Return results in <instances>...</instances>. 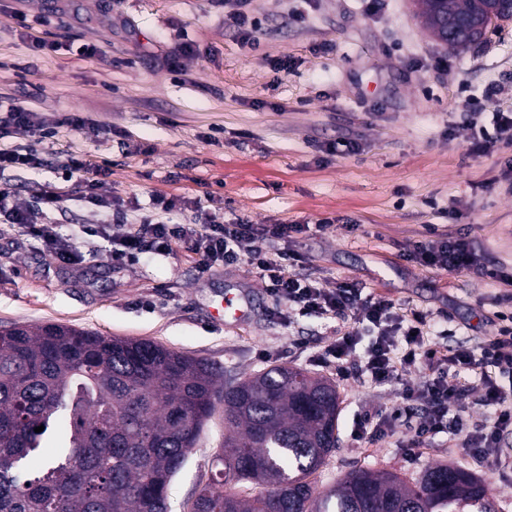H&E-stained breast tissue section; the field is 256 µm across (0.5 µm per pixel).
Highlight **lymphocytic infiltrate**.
<instances>
[{
    "instance_id": "obj_1",
    "label": "lymphocytic infiltrate",
    "mask_w": 512,
    "mask_h": 512,
    "mask_svg": "<svg viewBox=\"0 0 512 512\" xmlns=\"http://www.w3.org/2000/svg\"><path fill=\"white\" fill-rule=\"evenodd\" d=\"M23 131L37 141L48 138L37 112L13 107L0 115V127ZM512 142V113H493L489 124L473 128L469 150L482 156L491 153L499 142ZM35 145L26 148L0 147V173L7 170L35 169L42 159ZM66 192L49 185L37 201L22 197L8 183L0 184V222L20 229L23 235L38 240L50 264H75L84 254L74 239L61 232L58 224L46 221L47 212L63 208ZM177 198L157 197L155 214L139 222L98 227L97 235L112 245V259L122 262L144 253L172 254L184 248L200 257L201 271L213 264L246 265L255 270L267 292L276 301L286 303L295 315H317L343 321L335 338L324 346L320 359L336 367L341 379L364 376L376 385H401V397L408 411L419 414L410 440L418 447L424 439L448 430L450 404L472 398L474 404L489 408L491 414L474 434L467 436L463 451L480 461L492 462L512 470V456L501 447L504 433L512 431V396L498 384V377L512 380V323L500 326L497 336L481 351L448 344L430 345L426 337L435 326L426 315L398 312L384 297L363 294L350 282L335 288L317 287L314 280L294 273L300 260L292 249L294 235L303 233L301 224H223L214 220L202 224H171L164 214L173 211ZM269 241L279 242L277 251L266 250ZM409 257L419 266L448 273L469 272L475 277H497L461 236L438 235L436 239L416 242ZM370 341H363V333ZM427 366L422 380H405L403 374L416 365ZM493 374H486V367ZM478 372L479 378H462L461 370Z\"/></svg>"
}]
</instances>
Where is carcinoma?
Wrapping results in <instances>:
<instances>
[{
	"instance_id": "1",
	"label": "carcinoma",
	"mask_w": 512,
	"mask_h": 512,
	"mask_svg": "<svg viewBox=\"0 0 512 512\" xmlns=\"http://www.w3.org/2000/svg\"><path fill=\"white\" fill-rule=\"evenodd\" d=\"M415 2L436 40L481 42L468 31L488 0ZM220 406L224 469L190 512H494L482 482L446 464L412 485L358 468L314 495L309 476L337 445L339 398L326 378L275 365L226 384L214 363L57 323L0 329V512H171L168 485Z\"/></svg>"
}]
</instances>
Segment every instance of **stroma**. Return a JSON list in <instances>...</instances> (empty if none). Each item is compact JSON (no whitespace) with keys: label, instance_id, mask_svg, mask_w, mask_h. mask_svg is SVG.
Wrapping results in <instances>:
<instances>
[{"label":"stroma","instance_id":"stroma-1","mask_svg":"<svg viewBox=\"0 0 512 512\" xmlns=\"http://www.w3.org/2000/svg\"><path fill=\"white\" fill-rule=\"evenodd\" d=\"M257 21L246 44L221 0H0V110L22 106L47 125L81 112L95 132L64 127L42 144V167L1 178L36 196L58 183L69 157L111 161L101 194L136 200L150 214L163 194L196 200L167 214L173 224L214 215L223 223L303 224L293 248L300 273L319 287L358 284L367 294L447 324L456 343L479 349L512 311V287L464 272L422 268L407 258L428 226L465 237L488 265L512 274V146L467 153V93L492 82L502 92L485 111H512V24L460 50L436 41L413 0H250ZM57 42L31 50L32 40ZM94 45L93 55L77 53ZM195 51L182 53L184 44ZM177 55L167 65L168 55ZM444 55L438 70L427 57ZM283 59L287 71L274 72ZM357 140L358 153L328 154L327 142ZM60 212L84 260L48 266L40 245L0 223V328L60 323L104 336L149 340L246 377L277 364L336 382L339 446L314 474L325 490L357 467L418 479L435 464L461 467L485 485L496 512H512V471L477 462L462 435L440 434L408 450L411 434L354 437L367 413L401 405L398 385L337 378L316 355L337 322L274 314L246 265L200 272L195 255L147 253L113 264L110 244L83 235L112 216L84 202L77 181ZM333 224L325 230L323 219ZM245 298L237 318L218 316L227 297ZM221 415L204 426L172 479L173 512H185L217 471Z\"/></svg>","mask_w":512,"mask_h":512}]
</instances>
